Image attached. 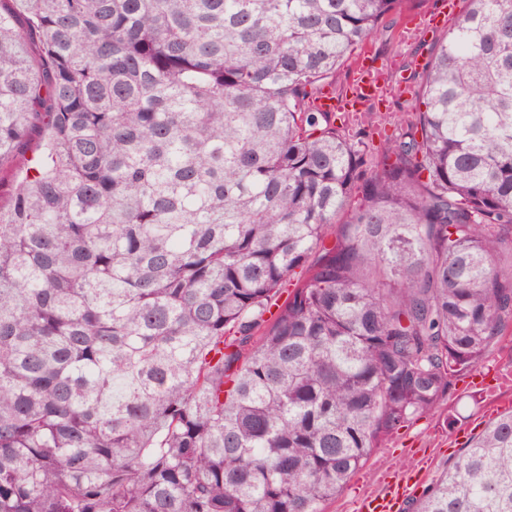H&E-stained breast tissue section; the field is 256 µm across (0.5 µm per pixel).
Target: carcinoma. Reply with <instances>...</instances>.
<instances>
[{
	"instance_id": "cac0c4a2",
	"label": "carcinoma",
	"mask_w": 512,
	"mask_h": 512,
	"mask_svg": "<svg viewBox=\"0 0 512 512\" xmlns=\"http://www.w3.org/2000/svg\"><path fill=\"white\" fill-rule=\"evenodd\" d=\"M379 142L405 0H0V512H322L512 328V0ZM39 42L32 59L27 40ZM413 512H512V410ZM38 136L35 134L27 148L19 152L14 158L10 167V176L2 177L0 182V206L6 210L9 208L12 200V191L14 189V181L12 174L23 171L30 163L31 158L37 153L38 149Z\"/></svg>"
}]
</instances>
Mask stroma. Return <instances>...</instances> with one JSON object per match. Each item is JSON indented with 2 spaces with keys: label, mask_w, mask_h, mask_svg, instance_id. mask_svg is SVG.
<instances>
[{
  "label": "stroma",
  "mask_w": 512,
  "mask_h": 512,
  "mask_svg": "<svg viewBox=\"0 0 512 512\" xmlns=\"http://www.w3.org/2000/svg\"><path fill=\"white\" fill-rule=\"evenodd\" d=\"M442 0H407L400 16L385 19L366 44L354 52L340 69L336 82L327 91L336 99L351 97L356 80L355 65L364 61L372 70L396 78L395 84L380 83L372 104L380 125L396 122L415 111L422 84V67L435 39L448 29L425 32L414 27L412 14H433ZM512 407V339L502 338L491 345L480 365L458 380L450 395L434 413L419 418L401 429L391 447L381 448L336 497L324 504V512H356V503L366 495L387 492L391 478L413 477L412 498L444 470L458 461L463 448L485 424ZM454 414L455 429H447L444 418Z\"/></svg>",
  "instance_id": "1"
}]
</instances>
